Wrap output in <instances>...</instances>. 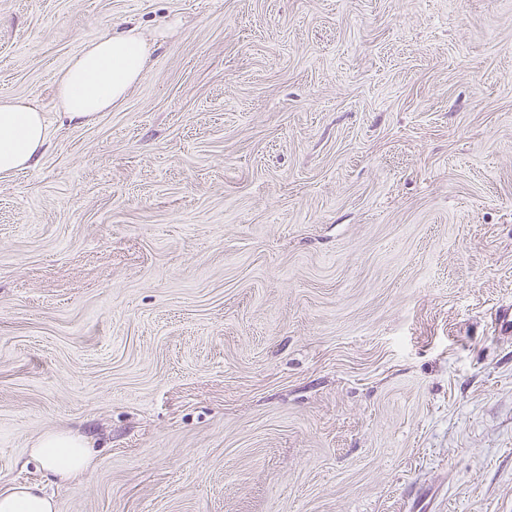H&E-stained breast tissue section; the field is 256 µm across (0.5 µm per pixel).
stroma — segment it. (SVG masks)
<instances>
[{
    "label": "stroma",
    "instance_id": "stroma-1",
    "mask_svg": "<svg viewBox=\"0 0 512 512\" xmlns=\"http://www.w3.org/2000/svg\"><path fill=\"white\" fill-rule=\"evenodd\" d=\"M131 24L140 83L58 122ZM1 96L53 134L0 177V492L512 512V0H0ZM149 54L147 38L137 26L85 44L59 76V116L82 125L122 102L141 80ZM49 480L71 481L84 474L90 464L91 450L84 438L66 432L43 435L31 448Z\"/></svg>",
    "mask_w": 512,
    "mask_h": 512
}]
</instances>
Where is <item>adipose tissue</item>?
<instances>
[{
    "label": "adipose tissue",
    "mask_w": 512,
    "mask_h": 512,
    "mask_svg": "<svg viewBox=\"0 0 512 512\" xmlns=\"http://www.w3.org/2000/svg\"><path fill=\"white\" fill-rule=\"evenodd\" d=\"M149 44L138 27L115 30L85 44L57 83L62 118L86 124L122 102L139 83ZM52 124L27 101L0 97V176L30 167L44 153ZM48 479L70 481L84 474L91 450L84 438L66 432L43 435L31 450ZM0 512H55L42 489L20 485L0 493Z\"/></svg>",
    "instance_id": "ef3b65f1"
}]
</instances>
